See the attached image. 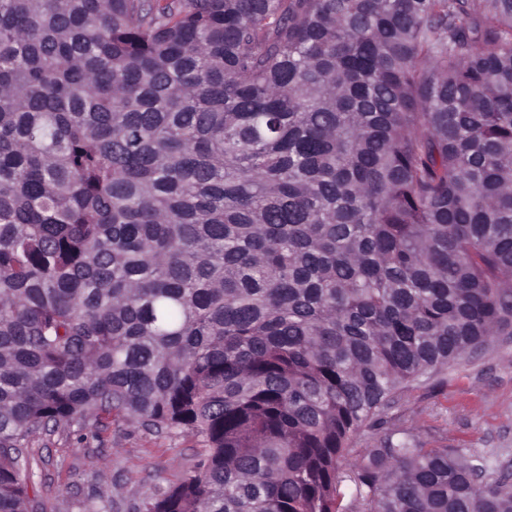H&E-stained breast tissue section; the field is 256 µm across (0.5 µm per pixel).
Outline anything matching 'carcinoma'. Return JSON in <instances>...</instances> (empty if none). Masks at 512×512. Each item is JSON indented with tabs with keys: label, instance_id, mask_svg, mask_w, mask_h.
I'll return each mask as SVG.
<instances>
[{
	"label": "carcinoma",
	"instance_id": "cac0c4a2",
	"mask_svg": "<svg viewBox=\"0 0 512 512\" xmlns=\"http://www.w3.org/2000/svg\"><path fill=\"white\" fill-rule=\"evenodd\" d=\"M512 336V0H0V512L32 434L207 453L144 512H512L391 431Z\"/></svg>",
	"mask_w": 512,
	"mask_h": 512
}]
</instances>
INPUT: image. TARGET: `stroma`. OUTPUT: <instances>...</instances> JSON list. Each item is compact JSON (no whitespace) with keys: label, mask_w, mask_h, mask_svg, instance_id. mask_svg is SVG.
<instances>
[{"label":"stroma","mask_w":512,"mask_h":512,"mask_svg":"<svg viewBox=\"0 0 512 512\" xmlns=\"http://www.w3.org/2000/svg\"><path fill=\"white\" fill-rule=\"evenodd\" d=\"M410 427L424 447L485 458L493 475L512 472V336L496 337L435 380L410 384L353 449ZM27 448L38 512H141L145 501L190 472L206 443L186 430L147 431L108 420L34 435Z\"/></svg>","instance_id":"1"}]
</instances>
